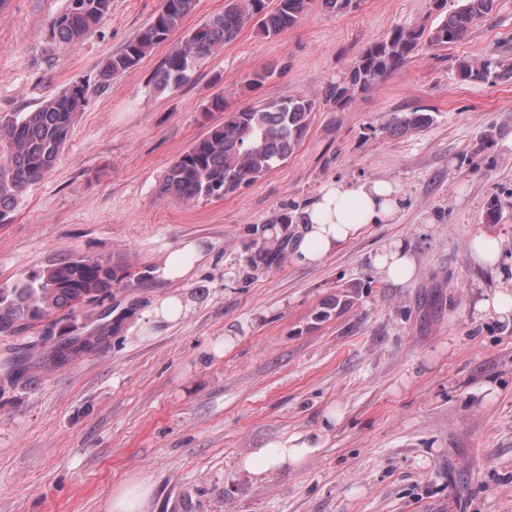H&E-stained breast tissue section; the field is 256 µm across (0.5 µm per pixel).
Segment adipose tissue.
Instances as JSON below:
<instances>
[{"label": "adipose tissue", "mask_w": 512, "mask_h": 512, "mask_svg": "<svg viewBox=\"0 0 512 512\" xmlns=\"http://www.w3.org/2000/svg\"><path fill=\"white\" fill-rule=\"evenodd\" d=\"M398 207V192L389 182L332 181L300 212L297 221L301 238L293 258L302 265L317 264L355 237L365 225L388 220ZM203 258V246L188 239L161 253L152 273L165 282L186 281L192 279ZM373 266L378 276L396 286L407 285L417 273L415 258L401 244L376 255ZM318 448L312 437L294 434L253 451L240 461L239 467L262 480L299 464Z\"/></svg>", "instance_id": "obj_1"}]
</instances>
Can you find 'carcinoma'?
<instances>
[{"label": "carcinoma", "instance_id": "1", "mask_svg": "<svg viewBox=\"0 0 512 512\" xmlns=\"http://www.w3.org/2000/svg\"><path fill=\"white\" fill-rule=\"evenodd\" d=\"M71 0L52 21L55 37L77 45L107 17L111 0ZM313 0H277L268 9L267 0H231L218 14L191 31L159 64L154 84L164 92L180 86L195 64L233 41L249 22L268 38L295 26L309 11ZM495 0H462L455 11L443 13L439 5L436 24L416 28H395L369 45L353 63L340 83L330 86L324 100L338 108L350 105L357 93L377 87L414 58L421 44L446 46L463 40L476 21L489 15ZM195 0H164L160 11L101 69L102 79L134 69L150 50L178 30L193 11ZM462 83L512 77V68L463 60L457 65ZM85 103L80 85L66 88L33 112H19L0 125V224L10 222L17 197L29 185L41 180L55 167L70 136L77 112ZM316 99L298 95L270 100L259 106L230 109L224 95H215L208 111L224 113V122L206 137L188 147L168 167L158 188L162 197L174 196L185 202L222 199L242 186L269 174L285 163L307 133L315 112ZM431 116L416 110L394 114L388 130L419 129ZM121 281L107 261L84 258L61 259L27 279L0 286V335L14 336L27 328L40 327V343L47 348L46 359L58 366L71 363L69 356L85 348L80 334L68 332L67 321L87 303L112 295V285ZM63 337L55 339L58 328Z\"/></svg>", "mask_w": 512, "mask_h": 512}]
</instances>
